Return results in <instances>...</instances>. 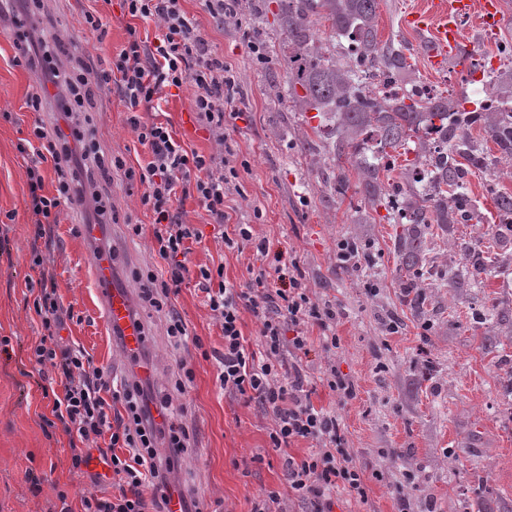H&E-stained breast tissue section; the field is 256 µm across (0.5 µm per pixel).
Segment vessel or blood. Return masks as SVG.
I'll use <instances>...</instances> for the list:
<instances>
[{
  "label": "vessel or blood",
  "mask_w": 512,
  "mask_h": 512,
  "mask_svg": "<svg viewBox=\"0 0 512 512\" xmlns=\"http://www.w3.org/2000/svg\"><path fill=\"white\" fill-rule=\"evenodd\" d=\"M500 0H449L446 10L438 6L408 12L403 23L416 30H427L433 35V48L429 58L435 67H443L448 60H457L460 66H468L469 60L461 51L463 20L478 16L487 26H495L499 20ZM128 299L122 289H113L96 314L105 326L122 329L128 351L137 350L144 342L143 336L129 320Z\"/></svg>",
  "instance_id": "obj_1"
}]
</instances>
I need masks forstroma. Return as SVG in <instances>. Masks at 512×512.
<instances>
[{
  "label": "stroma",
  "instance_id": "obj_1",
  "mask_svg": "<svg viewBox=\"0 0 512 512\" xmlns=\"http://www.w3.org/2000/svg\"><path fill=\"white\" fill-rule=\"evenodd\" d=\"M425 5L426 0H379V37L387 38L396 26L407 41L419 43L421 33L401 21ZM89 6L88 0H38L32 8L58 68L72 67L76 50L105 65L125 44L127 25H136L144 36L157 32L154 23L124 15L118 0H98L93 6L107 33L97 37L83 24ZM183 7L236 74L234 107L241 117L229 121L224 134L248 166L238 172L233 221L251 225L254 238L296 261L312 301L339 313V348L324 349L318 328H310L309 352L300 366L314 405L335 413L360 464L383 470L385 478L368 479L364 504L337 493L334 512H398L402 497L409 512H512V326L483 323L479 314L486 305L512 307V280L490 278L477 298L433 289L428 317L414 318L400 303L395 278L397 225L385 221V208L364 205L354 192L336 194L327 180L334 161L312 134L319 124L314 111L292 108L275 54L261 61L250 48L256 29L275 41L272 14L246 10L221 23L203 0H184ZM462 28L473 62L512 73V63L498 58L500 42L512 36V0H502L497 28H485L475 18ZM15 54L12 30L0 28V342L9 343L0 350V512H59L65 502L79 512L84 493L112 495L119 478L96 456L87 467L72 468L70 436L45 423L52 394L64 390L63 379L27 355L43 331L35 294L26 285L33 226L29 158L19 147L30 138L34 121L51 129L62 125L63 117L51 102L37 114L27 109L41 72L16 65ZM127 117L119 94L107 91L89 109L86 127L105 154L123 156L134 166L147 154ZM157 118L186 148L215 151L209 131L195 120L191 88L167 97ZM77 175L87 192L109 196L120 221L92 237L86 232L88 210L75 207L51 227L46 242L57 297L74 313L61 332L64 341L85 350L115 381L147 379L155 404H166L189 429L190 446L175 461L172 476L189 512H250L259 491L281 489V458L269 446L270 417L224 391L218 367L224 338L197 272L220 267L227 280L245 284L256 262L252 246L227 249L195 199L177 201L183 222L200 229L203 238L192 244L190 274L171 298L172 311L188 329L186 340L174 345L166 334L167 313L143 302L137 277L160 265L150 249V214L123 175L107 180L93 167L78 169ZM469 180L482 221L454 225L450 236L484 244L495 237L499 218L488 174L477 170ZM132 221L142 225L141 235L132 234ZM346 240L370 252L374 265L339 266L337 246ZM98 252L112 260L111 284L91 275L90 258ZM112 285L127 293L145 330L149 375L141 374L96 317ZM184 364L193 379L179 392L174 382ZM333 369L348 375L353 396L328 388ZM409 473L415 482H406Z\"/></svg>",
  "mask_w": 512,
  "mask_h": 512
}]
</instances>
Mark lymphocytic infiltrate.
<instances>
[{"label":"lymphocytic infiltrate","instance_id":"f902f5d3","mask_svg":"<svg viewBox=\"0 0 512 512\" xmlns=\"http://www.w3.org/2000/svg\"><path fill=\"white\" fill-rule=\"evenodd\" d=\"M122 10L155 22L159 33L148 42L140 38L136 27H128L126 45L107 66L94 69L79 62L62 72L49 65L48 53L29 55L28 29L20 23L14 26L16 64L45 66L49 81L64 91L60 104L65 115L80 111L97 93L117 89L129 113L128 123L147 151L146 160L133 168L122 157L104 156L80 122H73L69 131L53 133L34 124L31 135L36 145L27 168L29 207L35 217L33 236L42 238L47 225L57 223L62 208L79 202L77 165L123 173L130 186L139 190L140 203L152 216V250L162 262L160 270H147L144 297L150 306L167 309L188 272V244L203 237L202 231L182 221L174 202L180 196L197 200L214 228L222 231L225 247L247 242L262 259L245 288L216 278L212 269L198 272L205 285L206 304L224 337L219 379L225 392L247 398L271 414L269 443L281 456L284 491H261L254 496L250 512H279L286 495L306 504L307 512H333L334 496L340 490L367 502L365 470L349 448L335 414L311 402L300 366L283 361L284 349L296 355L306 352L307 330L312 326L319 329L324 348H336L335 312L311 302L296 264L270 255L265 241L254 240L249 225H234L228 234L223 231L229 219L230 182L237 175L234 154L223 147L224 126L236 116L230 96L233 71L183 9L181 0H123ZM172 87L191 88L196 118L214 137L216 151L205 155L186 149L167 125L144 120V113L160 110V91ZM48 160L56 175L51 195L43 192L41 172L42 163ZM31 264L39 271L34 308L44 329L32 358L37 364H50L65 379L63 393L53 398L52 415L64 432L79 441L72 450L71 465L78 469L88 464L91 447L105 437L115 450L110 457L112 470L122 482L118 495L81 496V512H161L167 481L165 469L156 463V436L162 426L149 409L141 384L112 390L107 371L93 366L82 350L64 343L60 332L65 315L54 276L41 253H33ZM245 311L259 326V345L254 350L247 348L241 331ZM111 398L124 405L120 420H112L109 414ZM301 440H316L320 446L298 459L288 449ZM121 448L127 449V457L118 456Z\"/></svg>","mask_w":512,"mask_h":512}]
</instances>
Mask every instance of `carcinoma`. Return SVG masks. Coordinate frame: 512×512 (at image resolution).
<instances>
[{
    "instance_id": "1",
    "label": "carcinoma",
    "mask_w": 512,
    "mask_h": 512,
    "mask_svg": "<svg viewBox=\"0 0 512 512\" xmlns=\"http://www.w3.org/2000/svg\"><path fill=\"white\" fill-rule=\"evenodd\" d=\"M378 0H279L277 26L280 32L276 56L286 66L289 102L313 109L333 125L330 144L336 160L335 192L350 187L370 204L386 209L387 223L402 225L395 248L401 302L414 312L422 310L425 296L421 276L427 261L426 230L437 225L480 221L478 202L471 196L468 176L477 169L496 177L503 175L501 161H512V112L475 109L448 111V97L435 92L419 97L407 92L382 98L358 83L350 63L342 59L336 40L354 32L359 38L357 54L371 60L376 76L385 82L414 70L416 58L430 50L431 41L413 46L398 34L387 40L377 37ZM329 23L330 40L322 43L319 21ZM489 131L498 155L474 140L471 130ZM388 149L403 155V170L409 176L404 189V211L394 210L387 200L391 168H381L364 159L365 151ZM428 167L427 186L419 190L411 179L418 169ZM357 182L351 183L349 170ZM500 220L512 227V194L494 195ZM464 262L444 270L433 280L435 288L470 292L486 287L493 272L507 266L494 246L460 244Z\"/></svg>"
}]
</instances>
